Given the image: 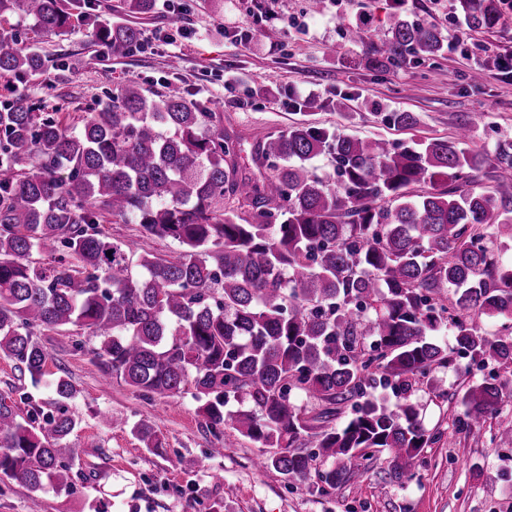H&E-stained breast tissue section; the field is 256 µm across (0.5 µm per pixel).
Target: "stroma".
I'll return each instance as SVG.
<instances>
[{
	"instance_id": "stroma-1",
	"label": "stroma",
	"mask_w": 512,
	"mask_h": 512,
	"mask_svg": "<svg viewBox=\"0 0 512 512\" xmlns=\"http://www.w3.org/2000/svg\"><path fill=\"white\" fill-rule=\"evenodd\" d=\"M113 23L138 28L145 49L113 54L85 28L65 40L38 35L30 21L10 18L27 43L49 57L48 70L26 81L29 93L61 106L69 124L94 104L107 102L116 87L133 82L152 89H182L224 114V128L240 137L245 150L306 121L358 137L400 139V132L375 120L378 112H412L413 138L454 136L473 113L486 115L474 127L469 147L487 155L512 142V74L496 61L512 56V8L501 6L495 29L467 30L452 0H157L151 12L125 11L123 0H94ZM434 25L443 48L433 56L375 69L365 63L366 47L349 43L347 26L369 20L385 35L395 9ZM186 36H176L177 28ZM249 43L237 41L239 33ZM174 35L165 44V35ZM484 77L473 83L472 69ZM321 101L317 110L296 108L295 100ZM111 237L137 254L178 253L170 240L143 236L138 225L110 224ZM39 340L50 355V371L64 370L78 389L72 410L78 427L67 439L75 448L71 492H29L0 481V512H92L109 493V512H512V447L501 445L498 427L512 422V366L479 365L455 357L435 374L434 388L419 386L413 400L427 427L442 440L425 449L417 477L393 482L385 456L364 473L322 496L275 470L255 464L258 443L226 432L223 456L205 451L215 438L202 426L191 393L147 399L120 381H104L88 350L74 347L70 330L46 332ZM496 374L506 391L498 411L480 431L462 428L455 395L468 384ZM138 422L155 425L161 448H147L133 434Z\"/></svg>"
}]
</instances>
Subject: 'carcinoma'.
I'll return each mask as SVG.
<instances>
[{
    "instance_id": "1",
    "label": "carcinoma",
    "mask_w": 512,
    "mask_h": 512,
    "mask_svg": "<svg viewBox=\"0 0 512 512\" xmlns=\"http://www.w3.org/2000/svg\"><path fill=\"white\" fill-rule=\"evenodd\" d=\"M453 7L471 32L501 18L498 0ZM9 16L61 39L84 26L118 55L140 45L137 29L103 21L92 0H0V21ZM347 37L370 44L374 68L442 49L434 26L400 10L379 42L366 21ZM45 67L19 33L0 29V78ZM60 110L16 86L0 101V353L51 389L46 404L27 398L24 414L0 397V478L33 492L74 486L75 449L62 441L79 424L77 389L48 370L45 330L87 332L107 382L148 398L192 390L216 440L238 432L260 444V467L322 494L377 454L396 482L416 477L439 432L412 394L434 386L453 354L512 364V336L479 327L512 317V263L491 247L512 232V142L497 145L486 190L468 124L451 139L390 141L296 123L254 148L258 180L240 175L244 148L224 132V113L177 89L124 84L77 128ZM382 121L407 131L417 116ZM320 155L332 174L312 171ZM106 218L132 219L180 253L135 259L101 227ZM448 326L451 346L437 336ZM380 386L396 402L378 397ZM502 395L495 381L468 385L462 424L484 425ZM344 406L351 416L330 426ZM132 432L162 447L152 426Z\"/></svg>"
}]
</instances>
